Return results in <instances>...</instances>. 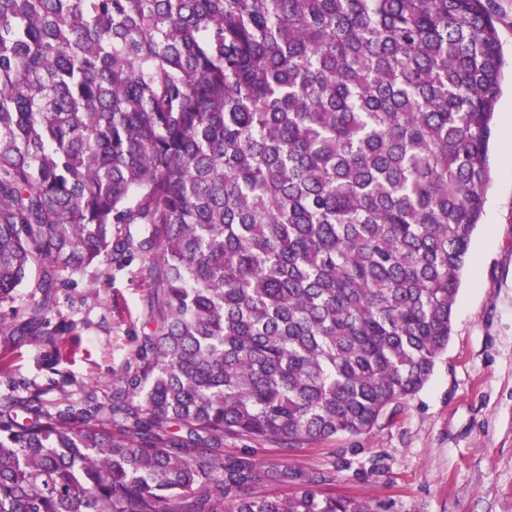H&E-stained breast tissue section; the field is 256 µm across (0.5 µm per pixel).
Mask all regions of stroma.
<instances>
[{"label": "stroma", "instance_id": "35a3bbf8", "mask_svg": "<svg viewBox=\"0 0 512 512\" xmlns=\"http://www.w3.org/2000/svg\"><path fill=\"white\" fill-rule=\"evenodd\" d=\"M491 184L471 241L448 348L427 385L370 434L321 441L294 455L255 441L263 465L312 468L325 492L371 500L375 512H512V77L504 76L489 144ZM153 290L140 258L93 265L57 288L49 325L15 332L40 301L19 288L0 327V403L38 397L54 413L127 395L151 331ZM375 465L366 478L340 468Z\"/></svg>", "mask_w": 512, "mask_h": 512}]
</instances>
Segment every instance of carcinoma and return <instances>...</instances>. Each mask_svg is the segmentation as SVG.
<instances>
[{
    "label": "carcinoma",
    "instance_id": "obj_1",
    "mask_svg": "<svg viewBox=\"0 0 512 512\" xmlns=\"http://www.w3.org/2000/svg\"><path fill=\"white\" fill-rule=\"evenodd\" d=\"M503 67L492 0H0V306L137 254L156 323L80 424L0 403V512H374L224 441L366 435L430 380Z\"/></svg>",
    "mask_w": 512,
    "mask_h": 512
}]
</instances>
